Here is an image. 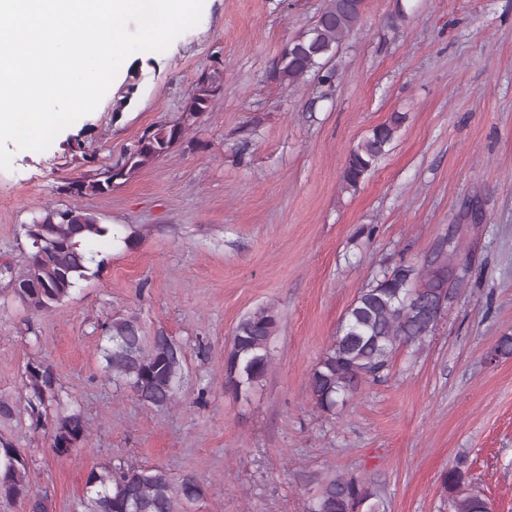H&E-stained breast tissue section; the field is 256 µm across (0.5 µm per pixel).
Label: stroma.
Instances as JSON below:
<instances>
[{"label": "stroma", "mask_w": 512, "mask_h": 512, "mask_svg": "<svg viewBox=\"0 0 512 512\" xmlns=\"http://www.w3.org/2000/svg\"><path fill=\"white\" fill-rule=\"evenodd\" d=\"M323 4L209 0L196 27L135 58L46 151L13 150L0 170V264L23 271V226L48 205L112 230L94 245L106 266L56 309L27 310L0 275V400L15 407L0 435L25 450L50 512H80L87 473L111 460L195 476L205 496L192 512H306L334 474L365 479L386 512H451L442 478L457 464L491 512H512V356L487 357L512 335V0H366L332 82L273 80ZM204 73L217 85L208 110L167 155L107 193L64 192L180 121ZM396 112L406 120L388 153L345 189L350 149ZM449 232L468 283L434 334L336 415L316 408L308 374L359 291L421 265ZM264 307L279 317L271 367L238 397L224 356L240 319ZM117 314L182 347L171 408L108 382L101 349ZM31 361L84 418L73 455H55L23 409Z\"/></svg>", "instance_id": "stroma-1"}]
</instances>
